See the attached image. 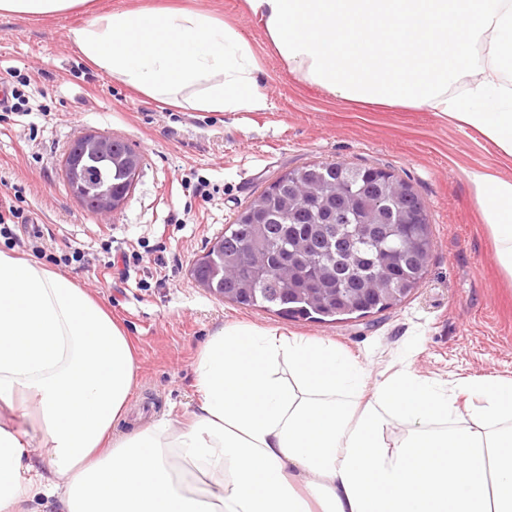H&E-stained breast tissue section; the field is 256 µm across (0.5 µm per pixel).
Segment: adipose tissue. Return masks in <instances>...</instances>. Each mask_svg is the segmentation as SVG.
Instances as JSON below:
<instances>
[{
    "label": "adipose tissue",
    "mask_w": 512,
    "mask_h": 512,
    "mask_svg": "<svg viewBox=\"0 0 512 512\" xmlns=\"http://www.w3.org/2000/svg\"><path fill=\"white\" fill-rule=\"evenodd\" d=\"M90 2L0 0V17L84 10L67 38L106 75L183 109H267L234 28ZM246 3L300 82L434 112L512 160V0ZM467 178L512 276V178ZM136 375L129 339L83 288L0 249V512H512V378L444 390L403 369L372 384L331 343L226 325L199 353L190 424L119 436Z\"/></svg>",
    "instance_id": "obj_1"
}]
</instances>
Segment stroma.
Masks as SVG:
<instances>
[{"instance_id":"obj_1","label":"stroma","mask_w":512,"mask_h":512,"mask_svg":"<svg viewBox=\"0 0 512 512\" xmlns=\"http://www.w3.org/2000/svg\"><path fill=\"white\" fill-rule=\"evenodd\" d=\"M209 13L253 47L263 112L181 111L104 78L67 40L80 17L0 18V75L32 110L0 120V196L20 188L41 214L40 239L0 234V249L61 255L70 278L121 321L138 361L126 429L185 424L196 403L197 354L221 326L275 328L319 337L361 361L370 380L408 368L442 388L468 376L512 377V277L499 268L492 236L474 202L469 171L497 166L480 137L421 110L344 104L296 80L268 42L246 0H151ZM123 140L142 163L125 204L112 216L70 191L64 160L85 133ZM341 162L389 170L424 203L433 248L423 279L401 302L367 315L317 322L286 318L213 296L193 262L239 212L284 172ZM126 257L106 279L105 262Z\"/></svg>"}]
</instances>
